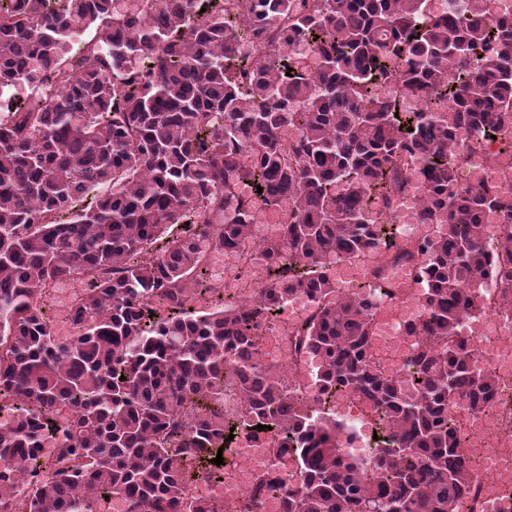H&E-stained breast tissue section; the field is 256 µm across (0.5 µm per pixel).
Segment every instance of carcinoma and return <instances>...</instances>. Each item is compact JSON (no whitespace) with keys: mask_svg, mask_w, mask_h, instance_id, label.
I'll list each match as a JSON object with an SVG mask.
<instances>
[{"mask_svg":"<svg viewBox=\"0 0 512 512\" xmlns=\"http://www.w3.org/2000/svg\"><path fill=\"white\" fill-rule=\"evenodd\" d=\"M431 2L0 0V98L15 103L0 118V512H92L105 497L215 512L190 486L222 479L232 428L271 434L296 464L257 478L239 512L272 491L282 512H462L476 475L451 408L489 402L500 381L476 367L461 318L487 311L489 277L512 300V193L460 168L470 128L512 151V17ZM388 79L426 92L425 108L399 111ZM411 180L433 237L390 255L425 285L397 378L369 352L384 268L350 296L329 271L393 245L377 209ZM259 207L279 224L257 244L263 286L246 306L193 309L213 291L209 258L250 248ZM75 275L76 336L61 340L40 297ZM299 296L315 304L294 334L317 362L314 405L261 347ZM228 384L238 415H224ZM341 388L377 416L363 462L324 409ZM58 435L70 464L49 471Z\"/></svg>","mask_w":512,"mask_h":512,"instance_id":"cac0c4a2","label":"carcinoma"}]
</instances>
